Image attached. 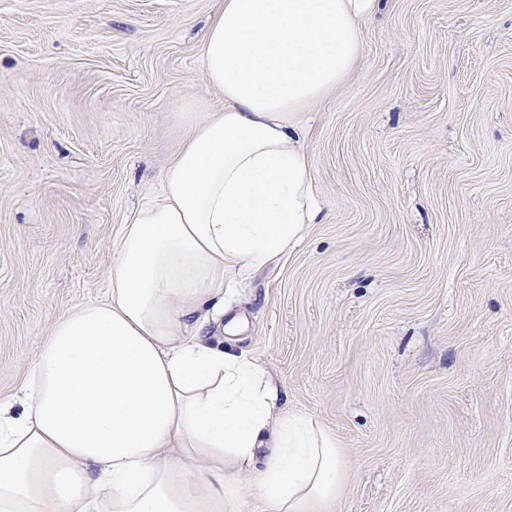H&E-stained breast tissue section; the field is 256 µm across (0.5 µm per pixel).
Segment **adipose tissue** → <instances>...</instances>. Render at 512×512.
<instances>
[{
	"mask_svg": "<svg viewBox=\"0 0 512 512\" xmlns=\"http://www.w3.org/2000/svg\"><path fill=\"white\" fill-rule=\"evenodd\" d=\"M379 0H218L161 193L120 224L105 297L63 314L0 398V512H332L343 449L279 405L203 306L298 243L322 207L300 116L353 73ZM251 476L243 495L238 477Z\"/></svg>",
	"mask_w": 512,
	"mask_h": 512,
	"instance_id": "1",
	"label": "adipose tissue"
}]
</instances>
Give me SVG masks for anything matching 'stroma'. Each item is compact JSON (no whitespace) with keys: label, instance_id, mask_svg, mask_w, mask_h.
Returning a JSON list of instances; mask_svg holds the SVG:
<instances>
[{"label":"stroma","instance_id":"stroma-1","mask_svg":"<svg viewBox=\"0 0 512 512\" xmlns=\"http://www.w3.org/2000/svg\"><path fill=\"white\" fill-rule=\"evenodd\" d=\"M216 0H0V397L159 190ZM304 116L325 219L211 345L343 448L335 512H512V0H383Z\"/></svg>","mask_w":512,"mask_h":512}]
</instances>
